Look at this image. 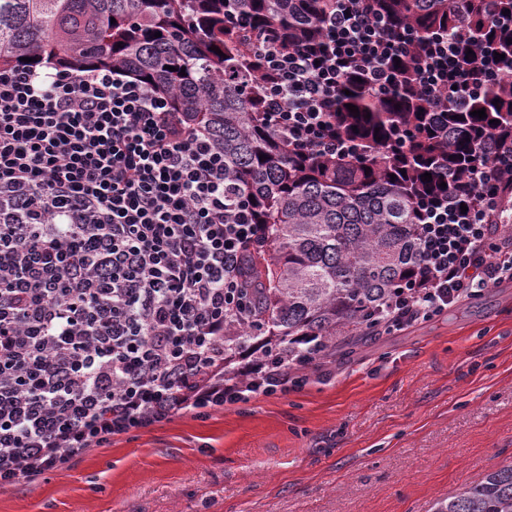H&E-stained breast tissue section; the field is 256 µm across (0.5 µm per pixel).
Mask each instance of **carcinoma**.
I'll return each instance as SVG.
<instances>
[{
    "mask_svg": "<svg viewBox=\"0 0 512 512\" xmlns=\"http://www.w3.org/2000/svg\"><path fill=\"white\" fill-rule=\"evenodd\" d=\"M333 7L334 0H0V71L28 57L31 67L54 60L75 75L112 69L149 82L224 152V180L255 199L266 241L244 262L253 316L224 329L227 369L255 351L286 359L304 339L331 353L340 336L374 335L378 305L420 259L419 201L463 187L468 158L480 159L484 141L512 147V0H370L390 31L411 34L416 55L464 22L470 66H480L483 44L493 41L507 74L446 112L430 111L414 61L381 99L351 76L329 120L361 151L345 157L288 147L253 89L259 49L267 36L285 51L318 41ZM482 108L486 118L470 115ZM426 172L432 180L421 179ZM435 512H512V462L438 502Z\"/></svg>",
    "mask_w": 512,
    "mask_h": 512,
    "instance_id": "1",
    "label": "carcinoma"
}]
</instances>
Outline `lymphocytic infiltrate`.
<instances>
[{
	"instance_id": "obj_1",
	"label": "lymphocytic infiltrate",
	"mask_w": 512,
	"mask_h": 512,
	"mask_svg": "<svg viewBox=\"0 0 512 512\" xmlns=\"http://www.w3.org/2000/svg\"><path fill=\"white\" fill-rule=\"evenodd\" d=\"M466 29L415 56L369 0H335L321 41L259 53L265 115L293 150L349 156L332 129L351 75L385 96L397 61L418 59L436 111L465 98ZM495 146L467 189L420 205L421 263L380 309L381 332L441 315L512 281ZM0 486L35 481L115 437L193 411L306 385L310 354L265 355L224 372V328L244 311L243 260L264 227L224 180V154L185 113L116 70L0 72Z\"/></svg>"
}]
</instances>
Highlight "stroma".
<instances>
[{
  "label": "stroma",
  "instance_id": "35a3bbf8",
  "mask_svg": "<svg viewBox=\"0 0 512 512\" xmlns=\"http://www.w3.org/2000/svg\"><path fill=\"white\" fill-rule=\"evenodd\" d=\"M353 349L0 487V512H433L512 460V281Z\"/></svg>",
  "mask_w": 512,
  "mask_h": 512
}]
</instances>
